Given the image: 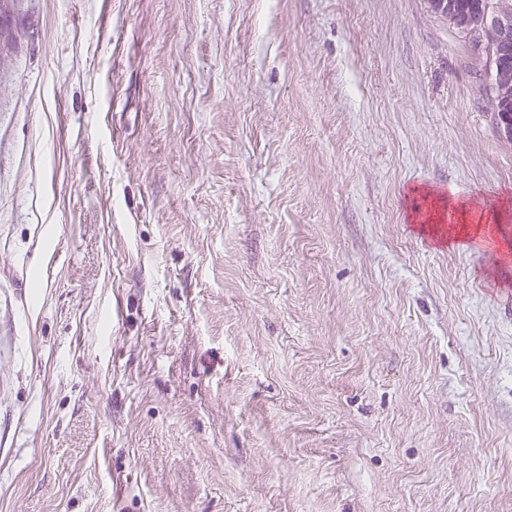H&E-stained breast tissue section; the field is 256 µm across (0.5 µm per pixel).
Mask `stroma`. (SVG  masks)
Returning a JSON list of instances; mask_svg holds the SVG:
<instances>
[{"label":"stroma","instance_id":"obj_1","mask_svg":"<svg viewBox=\"0 0 512 512\" xmlns=\"http://www.w3.org/2000/svg\"><path fill=\"white\" fill-rule=\"evenodd\" d=\"M487 79L426 0H10L0 512H512ZM445 209L448 208V212L451 209L454 216H458V221L463 222L460 231L456 233V240H466L470 236V232H473L475 236L481 233L484 230V227L488 224H499L498 212H490L489 215L484 217V214L481 215L477 224H474L473 221H468L467 216H469L470 210L467 208L466 203H458L455 204L448 199V203L445 201L443 204ZM470 225H467L468 223ZM491 222V223H490Z\"/></svg>","mask_w":512,"mask_h":512}]
</instances>
